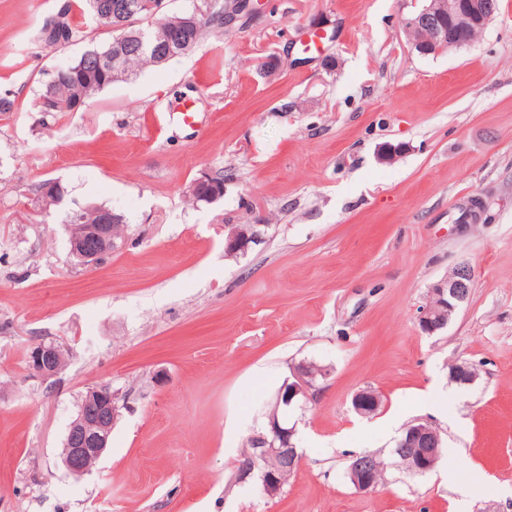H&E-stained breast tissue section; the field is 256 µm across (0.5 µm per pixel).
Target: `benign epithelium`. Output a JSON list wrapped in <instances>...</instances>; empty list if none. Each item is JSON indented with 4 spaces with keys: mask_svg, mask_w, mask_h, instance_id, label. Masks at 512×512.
<instances>
[{
    "mask_svg": "<svg viewBox=\"0 0 512 512\" xmlns=\"http://www.w3.org/2000/svg\"><path fill=\"white\" fill-rule=\"evenodd\" d=\"M497 11V0H425V5L416 14L404 19L403 27L411 49L421 55H435L449 47L461 48L471 44L473 36L487 27ZM117 227L118 224L104 211L96 224L67 225L71 253L77 262L86 267L96 266L101 263L104 254L121 247L122 234L117 232ZM257 242L259 233L255 227L238 226L232 228L225 238V250L239 249ZM471 284L472 274L465 265L433 284L430 300L419 315L422 331L433 335L445 329L467 302ZM28 361L32 373L45 381L60 373L65 364V354L55 343L42 341L32 346ZM319 375L325 379L329 372L307 363L298 365L279 400L288 405L296 402L307 405L313 400L315 379ZM378 407L379 397L373 391L360 393L354 400V409L360 414L369 410L374 412ZM119 416L120 409L111 386L99 385L84 394L63 443V463L71 474L81 476L99 461ZM403 434L404 445L420 439H428L433 444V447L407 457V470L415 473L432 471L442 453L439 431L432 429L427 422L416 420L405 428ZM295 436V428L279 421L271 423L268 432L258 435L259 448L256 453L241 462L239 478L256 472L263 492L271 497L277 495L281 484L272 472L259 468V462L286 457L291 460L293 468H299L300 456ZM349 478L361 491H372L379 485L376 473H366L360 466L351 467Z\"/></svg>",
    "mask_w": 512,
    "mask_h": 512,
    "instance_id": "benign-epithelium-1",
    "label": "benign epithelium"
}]
</instances>
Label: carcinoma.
<instances>
[{"label":"carcinoma","instance_id":"carcinoma-1","mask_svg":"<svg viewBox=\"0 0 512 512\" xmlns=\"http://www.w3.org/2000/svg\"><path fill=\"white\" fill-rule=\"evenodd\" d=\"M83 14L95 23L112 24V40L92 47V50L104 52L109 48H119L123 52V75L129 77L140 68L147 65L160 64V58L154 51L156 39L161 34V29L173 30L172 41L182 50L177 56L189 55L199 46L207 32L224 29V0H211V11L204 15L195 10L173 14L162 19V27L155 25L142 27L138 25L125 28L118 27L120 22L136 21L144 17L137 13L134 16L125 14V7L129 0H80ZM64 10V23L60 31L45 34L43 29H38L36 40L55 47H66L86 37V32L74 25L70 19L71 4H66ZM59 70L67 73L61 78L57 74H50L44 83L37 100L52 98L56 101L55 108L46 112V115L54 118L60 113L71 111L70 102L76 97L90 99L112 84L110 70L106 67L85 65L82 57L78 56ZM63 209L62 222L65 224H95L99 220V212L106 209L103 204H87L82 208L67 209L65 205H59Z\"/></svg>","mask_w":512,"mask_h":512}]
</instances>
